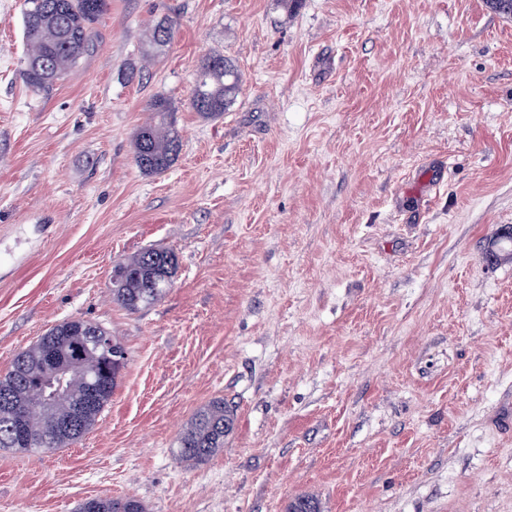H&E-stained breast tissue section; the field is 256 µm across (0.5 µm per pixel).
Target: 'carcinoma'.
Listing matches in <instances>:
<instances>
[{"instance_id":"cac0c4a2","label":"carcinoma","mask_w":512,"mask_h":512,"mask_svg":"<svg viewBox=\"0 0 512 512\" xmlns=\"http://www.w3.org/2000/svg\"><path fill=\"white\" fill-rule=\"evenodd\" d=\"M90 0H24L25 37L29 46L23 79L28 89L46 93L79 60L93 50V39L86 32L106 11L90 8ZM172 31L166 21L150 30L144 54L166 46ZM242 77L234 63L224 54L212 52L202 59L191 97V107L203 117L216 118L235 102L241 90ZM151 120L142 125L135 136L134 160L145 174H156L170 168L178 157L181 141L173 114L175 108L164 98L149 104ZM163 263L174 270L175 254L166 249H147L119 263L112 276L113 301L134 313L158 301L167 286L146 287V269ZM78 320H64L51 327L34 344L15 357L10 370L0 376V448L19 452L53 451L80 439L90 430L112 398L126 351L117 340L112 348L97 349L89 336H74ZM64 350L83 348L84 357L71 374L66 388L56 397L55 411L41 409V396L34 391L35 382L47 369L48 344ZM100 383L94 404L84 412L80 431L69 435L57 428L60 419L68 416L88 397L87 381ZM233 415L224 399L215 398L200 408L186 423L178 436L177 457L189 465H198L224 447V436L232 429ZM77 512H148L139 499L92 498L80 504Z\"/></svg>"}]
</instances>
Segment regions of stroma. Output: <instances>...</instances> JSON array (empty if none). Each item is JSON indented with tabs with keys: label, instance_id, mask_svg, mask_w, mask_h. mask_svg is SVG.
Instances as JSON below:
<instances>
[{
	"label": "stroma",
	"instance_id": "1",
	"mask_svg": "<svg viewBox=\"0 0 512 512\" xmlns=\"http://www.w3.org/2000/svg\"><path fill=\"white\" fill-rule=\"evenodd\" d=\"M171 42L150 60L149 27ZM49 92L23 82L24 0H0V375L53 325L122 343L112 399L51 453L0 448V512H512V16L490 0H109ZM242 74L190 106L201 60ZM175 107L165 172L133 157ZM176 256L131 313L116 263ZM223 398L224 448L175 440ZM172 39V31L166 21L156 23L150 30L148 40L145 43L144 54L154 56V51L166 46ZM241 84V74L229 58L219 52L209 53L197 69L191 107L203 117H220L235 102ZM200 89L203 96L198 100ZM149 110L151 120L138 129L134 141L135 163L148 175L170 168L181 146L172 104L164 98H155L150 102ZM148 512L146 505L139 499L127 498H92L80 504L77 512Z\"/></svg>",
	"mask_w": 512,
	"mask_h": 512
}]
</instances>
